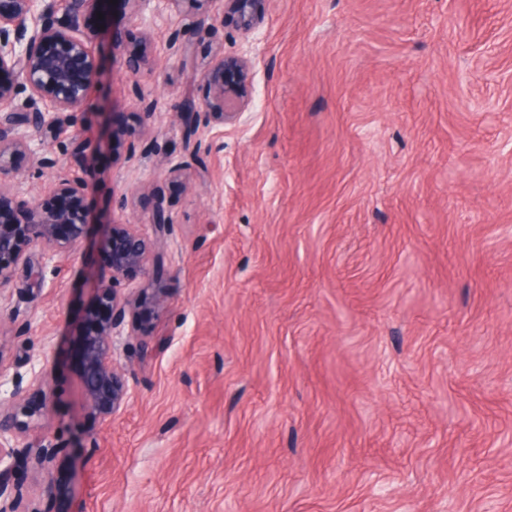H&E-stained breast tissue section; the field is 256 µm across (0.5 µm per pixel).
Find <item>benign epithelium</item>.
I'll use <instances>...</instances> for the list:
<instances>
[{
  "label": "benign epithelium",
  "mask_w": 512,
  "mask_h": 512,
  "mask_svg": "<svg viewBox=\"0 0 512 512\" xmlns=\"http://www.w3.org/2000/svg\"><path fill=\"white\" fill-rule=\"evenodd\" d=\"M144 18L166 3L185 12L184 30L173 33L171 49L185 63L193 41L210 35V16L183 10L199 3H219L235 22L244 43L258 40L257 3L261 0H117ZM109 0H0V213L22 207L26 222L0 224V291L9 287L17 271L31 268L30 249L51 260L81 239L87 228L85 200L90 183L63 171L56 179L51 201L25 197L15 157L29 156L39 169L55 168L58 160L48 149L67 132L84 128L91 115V97L101 72L96 52L99 34L87 19L106 11ZM248 51L219 50L202 71L208 94L199 106L184 108L189 135L199 126L236 124L250 103ZM172 221L162 208L148 234L139 224H113L100 243L108 278L97 286V309L106 317L97 330L81 336V384L87 407L102 419L114 416L133 398L131 373L118 360V340L131 302L122 282L131 271L149 277L147 268L157 240L167 235ZM21 391L0 368V512H18L20 493L11 484L18 447L29 419L36 412L19 407ZM24 447L39 462H51L58 449L41 439Z\"/></svg>",
  "instance_id": "1"
}]
</instances>
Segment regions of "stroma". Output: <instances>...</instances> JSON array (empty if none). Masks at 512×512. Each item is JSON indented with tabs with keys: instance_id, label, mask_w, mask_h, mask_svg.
Wrapping results in <instances>:
<instances>
[{
	"instance_id": "1",
	"label": "stroma",
	"mask_w": 512,
	"mask_h": 512,
	"mask_svg": "<svg viewBox=\"0 0 512 512\" xmlns=\"http://www.w3.org/2000/svg\"><path fill=\"white\" fill-rule=\"evenodd\" d=\"M185 23L126 13L135 76L102 41L104 151L54 148L94 183L87 234L0 292V368L60 449H17L24 512H512V0H264L252 102L174 180L206 94L169 49ZM158 204L163 301L125 327L136 396L104 421L78 355L98 243Z\"/></svg>"
}]
</instances>
